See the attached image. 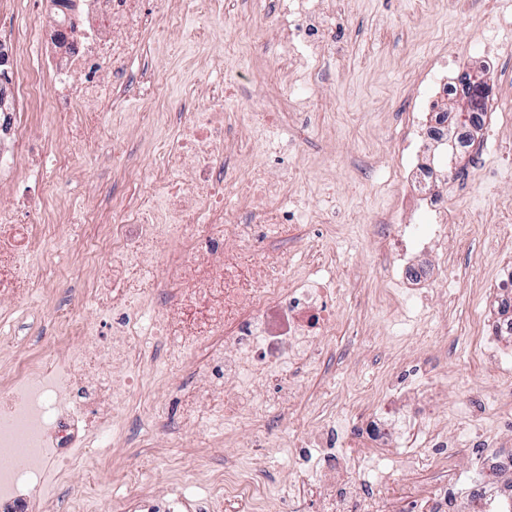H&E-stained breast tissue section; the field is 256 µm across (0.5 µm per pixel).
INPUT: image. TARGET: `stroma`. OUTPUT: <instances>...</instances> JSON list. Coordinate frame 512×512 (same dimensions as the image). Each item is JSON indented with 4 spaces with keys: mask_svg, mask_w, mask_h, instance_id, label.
Segmentation results:
<instances>
[{
    "mask_svg": "<svg viewBox=\"0 0 512 512\" xmlns=\"http://www.w3.org/2000/svg\"><path fill=\"white\" fill-rule=\"evenodd\" d=\"M493 0H349L336 17L337 43L326 47L308 70L279 78L268 46L279 32L267 20L274 0H237L233 11L214 18L212 37L234 41L238 27L258 29L261 47L230 57L225 71L238 83L234 102L224 111L236 144L234 173L250 178L258 165L287 176L285 203L299 213L302 236L290 243L293 261L313 272L336 277V328L325 339L324 365L310 376L288 405V425L300 435L318 429L340 411H372L393 395L406 410L433 402L448 450L462 475H470L483 451L468 436L472 416H484L501 441L512 443V391L508 366H492L468 338L477 322L494 310L487 285L501 271L489 240L512 252V157L490 154L484 185L448 190L455 229L418 255L450 278L423 291L397 279L383 248L379 224L400 190L402 163L396 141L408 120L416 82L434 53L454 45L462 59L454 78L480 75L501 91L504 112H488L483 122L499 144L512 147V82L501 70L472 53L477 42L512 46V24L485 25ZM258 110L285 113L283 124L260 129ZM72 164L60 180L62 197L77 206L95 195L98 178L112 165L111 149L96 157L62 143ZM154 424L130 422V439L113 448L101 471L110 495L98 498L93 512H117L126 488L124 466H140L148 490L166 496L189 474H175L174 454L162 440L147 446L143 434ZM250 435L243 424L226 421L223 440L186 449L216 468L251 465Z\"/></svg>",
    "mask_w": 512,
    "mask_h": 512,
    "instance_id": "obj_1",
    "label": "stroma"
}]
</instances>
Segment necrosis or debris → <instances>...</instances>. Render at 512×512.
Returning <instances> with one entry per match:
<instances>
[{"mask_svg":"<svg viewBox=\"0 0 512 512\" xmlns=\"http://www.w3.org/2000/svg\"><path fill=\"white\" fill-rule=\"evenodd\" d=\"M272 23L284 38L280 61L315 60L336 40L330 15L315 0H282ZM220 0H54L52 20L31 12L9 40L0 39V59L20 62L35 55L0 111V321L35 299L50 322L53 352L16 351L0 336V512H46L49 474L80 466L79 494H98V472L113 441L122 439L126 417L148 414L161 425L169 447L204 435L212 417L243 420L285 407L290 396L324 360L323 338L336 324V278L293 266L287 247L283 181L261 174L243 182L228 171L234 142L224 128V107L233 97L229 82L209 89L208 108L186 107L170 98L155 70L132 64L147 41L161 43L179 28L183 43L201 53L200 73H223V51L211 50L210 29ZM453 56L439 55L415 95L408 128L399 144L403 192L387 218L397 233L388 241L402 261L400 276L417 285L436 276L415 256L433 239L447 236L448 199L436 187L448 178V162L467 154L482 160L490 136L472 130L445 106L458 96L448 79ZM53 79L43 93L44 76ZM155 107L133 114L132 128L154 127V161L148 182H139L129 143L112 145V172L129 190L109 196L106 209L90 201L72 207L60 195L59 175L71 165L59 151L66 140L93 155L110 136L111 112H123L131 90ZM25 155L17 170L7 146ZM75 263L66 275L77 284L76 301L59 299L49 272L61 252ZM491 333L512 342V269L493 283ZM165 347L158 361L159 388L136 371ZM210 378L193 399L170 396L173 372ZM275 387L264 398L255 385ZM406 412L384 399L376 412L356 413L359 443L327 421L313 440L300 442L287 423L257 434L254 445L289 453L298 461L290 512H302L318 497L323 512H501L512 504V451L488 454L477 464L466 498L447 455L421 447L405 465L435 458L438 479L417 486L410 501L380 499L365 484L392 486L395 470L381 456L403 431ZM260 468L217 472L197 464L196 481L209 493L192 499L181 492L155 502L143 490L144 475L130 466L120 512H266L272 495Z\"/></svg>","mask_w":512,"mask_h":512,"instance_id":"4bbe7bcc","label":"necrosis or debris"}]
</instances>
